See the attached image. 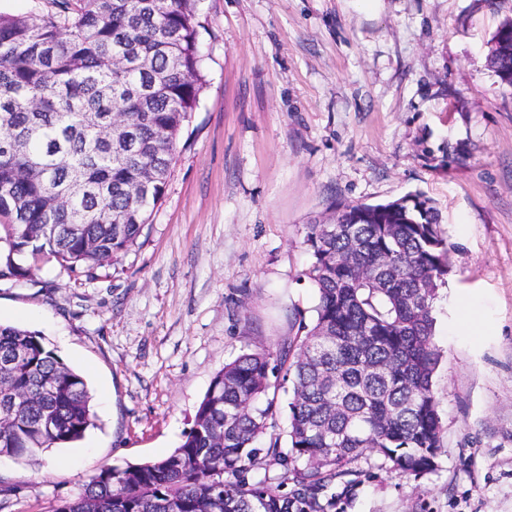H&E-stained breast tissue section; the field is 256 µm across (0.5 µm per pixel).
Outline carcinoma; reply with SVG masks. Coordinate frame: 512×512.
Returning <instances> with one entry per match:
<instances>
[{
	"label": "carcinoma",
	"mask_w": 512,
	"mask_h": 512,
	"mask_svg": "<svg viewBox=\"0 0 512 512\" xmlns=\"http://www.w3.org/2000/svg\"><path fill=\"white\" fill-rule=\"evenodd\" d=\"M199 0H54L0 12V280L53 259L72 274L119 259L164 196L203 89ZM489 66L512 86V19ZM306 226L317 293L305 334L224 365L169 455L102 468L49 512H336L370 452L438 470L433 304L451 248L430 199L334 210ZM291 381L288 428L276 421ZM85 377L39 334L0 324V456L81 439ZM0 10L10 14H28L54 10L52 0H0Z\"/></svg>",
	"instance_id": "carcinoma-1"
}]
</instances>
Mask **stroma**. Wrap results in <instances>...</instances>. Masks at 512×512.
Wrapping results in <instances>:
<instances>
[{"label": "stroma", "instance_id": "obj_1", "mask_svg": "<svg viewBox=\"0 0 512 512\" xmlns=\"http://www.w3.org/2000/svg\"><path fill=\"white\" fill-rule=\"evenodd\" d=\"M199 106L117 262L0 282V323L84 374L80 441L0 457L6 512H49L106 465L163 457L225 363L311 324L306 227L431 198L454 250L434 302L439 468L376 467L337 512H512V87L489 66L512 0H200Z\"/></svg>", "mask_w": 512, "mask_h": 512}]
</instances>
